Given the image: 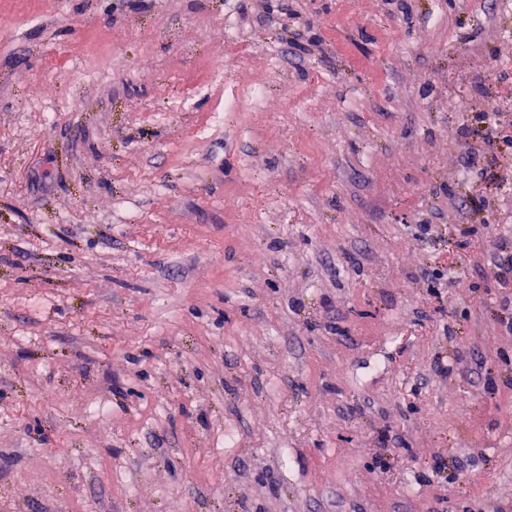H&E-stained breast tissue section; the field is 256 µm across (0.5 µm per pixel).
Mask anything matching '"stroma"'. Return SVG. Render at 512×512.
Returning a JSON list of instances; mask_svg holds the SVG:
<instances>
[{"mask_svg": "<svg viewBox=\"0 0 512 512\" xmlns=\"http://www.w3.org/2000/svg\"><path fill=\"white\" fill-rule=\"evenodd\" d=\"M500 2L0 0V512H512Z\"/></svg>", "mask_w": 512, "mask_h": 512, "instance_id": "1", "label": "stroma"}]
</instances>
